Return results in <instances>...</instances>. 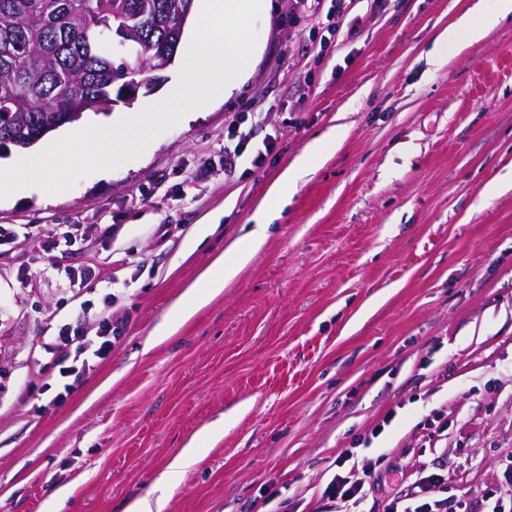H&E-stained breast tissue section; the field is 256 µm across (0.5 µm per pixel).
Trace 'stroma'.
<instances>
[{
	"label": "stroma",
	"mask_w": 512,
	"mask_h": 512,
	"mask_svg": "<svg viewBox=\"0 0 512 512\" xmlns=\"http://www.w3.org/2000/svg\"><path fill=\"white\" fill-rule=\"evenodd\" d=\"M476 2L354 0L331 36V0H270L233 96L109 179L0 199V512H46L63 487L64 512L142 497L162 512H336L323 492L350 449L374 487L365 512L413 492L402 470L445 475L452 510L506 490L512 18L482 16L483 40L449 63L429 54ZM240 127L252 139L228 175L224 139ZM329 132L323 166L235 280L150 344ZM71 228L82 241L61 252ZM100 313L122 336L56 401L42 343ZM434 411L438 434L423 427ZM218 420L223 436L167 484Z\"/></svg>",
	"instance_id": "35a3bbf8"
}]
</instances>
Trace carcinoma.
I'll list each match as a JSON object with an SVG mask.
<instances>
[{
    "instance_id": "1",
    "label": "carcinoma",
    "mask_w": 512,
    "mask_h": 512,
    "mask_svg": "<svg viewBox=\"0 0 512 512\" xmlns=\"http://www.w3.org/2000/svg\"><path fill=\"white\" fill-rule=\"evenodd\" d=\"M183 0H0V149L112 106L171 49Z\"/></svg>"
}]
</instances>
